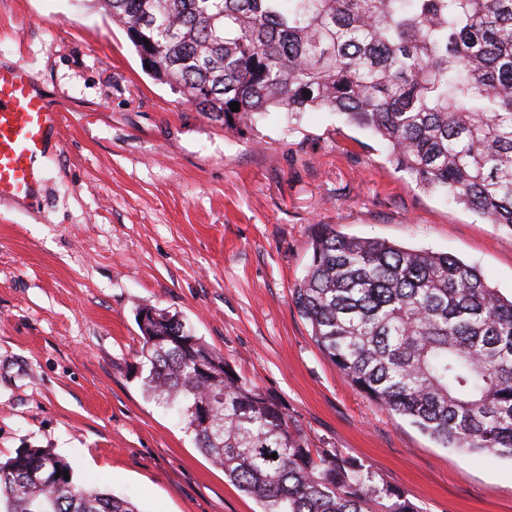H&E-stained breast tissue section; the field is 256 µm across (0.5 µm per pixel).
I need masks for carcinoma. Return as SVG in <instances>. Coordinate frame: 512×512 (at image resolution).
<instances>
[{
	"mask_svg": "<svg viewBox=\"0 0 512 512\" xmlns=\"http://www.w3.org/2000/svg\"><path fill=\"white\" fill-rule=\"evenodd\" d=\"M95 2L155 59V80L225 129L267 112H336L421 188L512 230V0ZM293 302L370 401L444 448L512 458V298L474 268L325 224ZM139 315L145 393L177 408L261 512H419L364 464L311 447L178 314ZM47 470L62 475L48 482ZM65 471L49 448L0 462V512H140Z\"/></svg>",
	"mask_w": 512,
	"mask_h": 512,
	"instance_id": "carcinoma-1",
	"label": "carcinoma"
}]
</instances>
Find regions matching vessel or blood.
<instances>
[{
    "instance_id": "obj_1",
    "label": "vessel or blood",
    "mask_w": 512,
    "mask_h": 512,
    "mask_svg": "<svg viewBox=\"0 0 512 512\" xmlns=\"http://www.w3.org/2000/svg\"><path fill=\"white\" fill-rule=\"evenodd\" d=\"M62 114L20 64L0 65V200L19 206L43 186V161L62 145Z\"/></svg>"
}]
</instances>
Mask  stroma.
I'll use <instances>...</instances> for the list:
<instances>
[{
  "label": "stroma",
  "mask_w": 512,
  "mask_h": 512,
  "mask_svg": "<svg viewBox=\"0 0 512 512\" xmlns=\"http://www.w3.org/2000/svg\"><path fill=\"white\" fill-rule=\"evenodd\" d=\"M0 61L63 115L43 196L0 202V461L66 458L140 512H258L149 399L137 311L179 314L317 448L422 512H512V459L440 447L354 389L292 290L319 225L452 254L512 294V230L420 189L328 111L234 133L152 79L93 0H0Z\"/></svg>",
  "instance_id": "1"
}]
</instances>
